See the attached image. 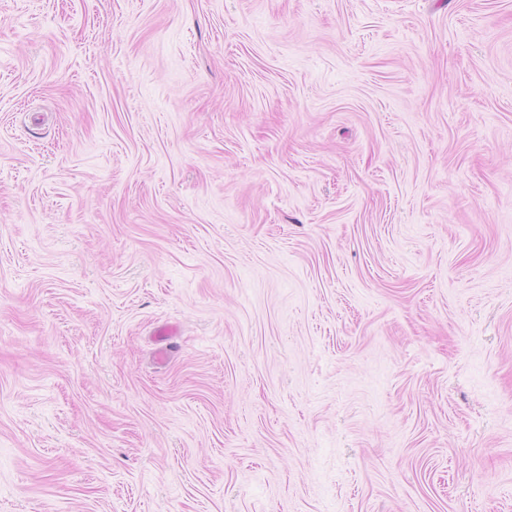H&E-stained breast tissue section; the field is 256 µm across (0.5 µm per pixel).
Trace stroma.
Returning a JSON list of instances; mask_svg holds the SVG:
<instances>
[{
    "instance_id": "stroma-1",
    "label": "stroma",
    "mask_w": 512,
    "mask_h": 512,
    "mask_svg": "<svg viewBox=\"0 0 512 512\" xmlns=\"http://www.w3.org/2000/svg\"><path fill=\"white\" fill-rule=\"evenodd\" d=\"M0 512H512V0H0Z\"/></svg>"
}]
</instances>
